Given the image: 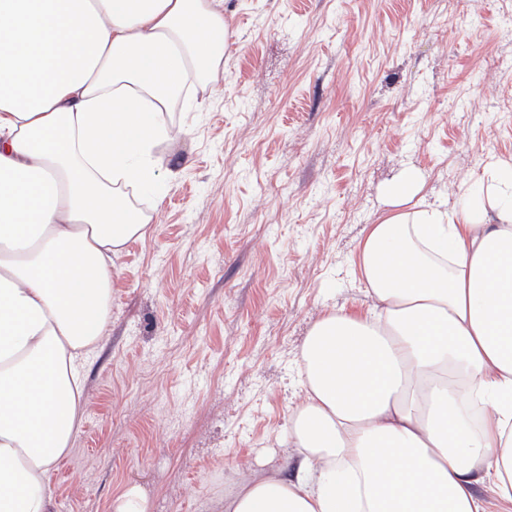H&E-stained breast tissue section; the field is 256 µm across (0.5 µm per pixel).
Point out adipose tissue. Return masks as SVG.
I'll return each instance as SVG.
<instances>
[{"label":"adipose tissue","instance_id":"obj_1","mask_svg":"<svg viewBox=\"0 0 512 512\" xmlns=\"http://www.w3.org/2000/svg\"><path fill=\"white\" fill-rule=\"evenodd\" d=\"M224 0H0V512H52V474L103 337L112 258L153 214L183 92L224 71ZM486 198L417 208L416 171L361 242L370 315L332 312L302 350L294 474L224 512H512V165Z\"/></svg>","mask_w":512,"mask_h":512}]
</instances>
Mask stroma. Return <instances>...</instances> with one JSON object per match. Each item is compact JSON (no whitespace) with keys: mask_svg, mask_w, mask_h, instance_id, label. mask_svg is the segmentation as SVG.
<instances>
[{"mask_svg":"<svg viewBox=\"0 0 512 512\" xmlns=\"http://www.w3.org/2000/svg\"><path fill=\"white\" fill-rule=\"evenodd\" d=\"M224 72L159 147L145 239L112 306L54 512H224L292 475L288 416L313 324L373 304L359 243L409 170L417 200L512 164V0H224Z\"/></svg>","mask_w":512,"mask_h":512,"instance_id":"obj_1","label":"stroma"}]
</instances>
